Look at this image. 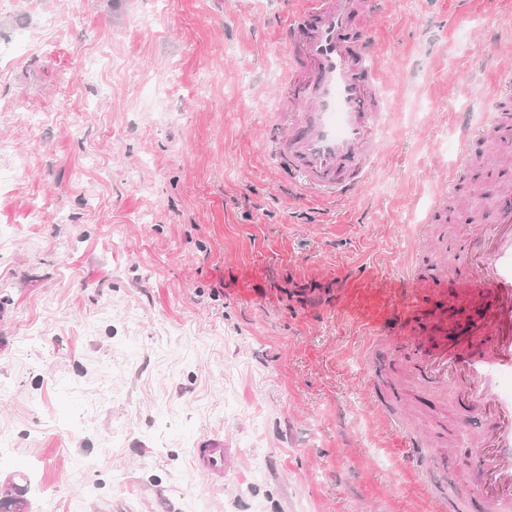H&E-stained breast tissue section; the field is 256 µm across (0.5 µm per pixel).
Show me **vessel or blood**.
Listing matches in <instances>:
<instances>
[{"label":"vessel or blood","mask_w":512,"mask_h":512,"mask_svg":"<svg viewBox=\"0 0 512 512\" xmlns=\"http://www.w3.org/2000/svg\"><path fill=\"white\" fill-rule=\"evenodd\" d=\"M280 45L285 61L288 110L270 119V149L297 178L299 189L333 197L356 194L379 153L376 131L383 112L378 47L370 21L380 0H306ZM487 133L463 128L461 151L469 166L512 144V114L492 111ZM495 217L488 227L460 238L455 277L412 257L398 295L404 303L388 314L377 342L406 358L425 388L455 396L459 425L479 416L482 430L464 457L477 473L475 491L440 497V512H512V167L498 170ZM442 307H480L461 335H423L415 319L430 298ZM394 393L372 394L370 404L385 425H397ZM229 453L208 438L196 448L197 468L211 481L224 477Z\"/></svg>","instance_id":"b4317fda"}]
</instances>
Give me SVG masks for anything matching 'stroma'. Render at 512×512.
<instances>
[{"label":"stroma","instance_id":"1","mask_svg":"<svg viewBox=\"0 0 512 512\" xmlns=\"http://www.w3.org/2000/svg\"><path fill=\"white\" fill-rule=\"evenodd\" d=\"M302 0H12L0 42V497L31 512H438L470 483L450 398L370 348L421 223L456 266L493 170L465 169L512 73V0H386L372 25L389 121L355 197L302 194L265 149L277 45ZM73 84H66V77ZM400 389L406 439L371 392ZM219 436L213 482L193 464ZM228 459V448H224L223 439L208 438L197 445V468L201 475L213 482L224 478V468L227 466Z\"/></svg>","mask_w":512,"mask_h":512}]
</instances>
